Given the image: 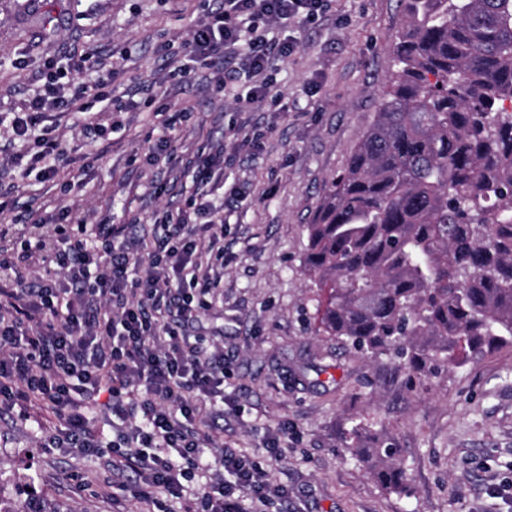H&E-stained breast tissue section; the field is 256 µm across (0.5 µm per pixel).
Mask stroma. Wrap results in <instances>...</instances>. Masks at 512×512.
Returning <instances> with one entry per match:
<instances>
[{
	"mask_svg": "<svg viewBox=\"0 0 512 512\" xmlns=\"http://www.w3.org/2000/svg\"><path fill=\"white\" fill-rule=\"evenodd\" d=\"M215 3L0 0V113L34 94L46 61L86 52L102 59L98 78L127 106L98 141L58 115L76 161L43 184L17 182L7 162L22 146L0 126V189L15 205L0 218L6 243L22 250L42 234L33 219L67 209L152 232L154 212L193 193L197 155L217 140L234 145L217 177L247 199L224 208V275L190 327L223 344L229 371L224 413L204 420V437L287 488L264 512H512V346L415 388L387 359L317 335L315 294L301 273L304 226L379 109L402 24L398 0H331L318 20L297 24L299 49L276 62L271 98L255 102L217 94L210 70L183 83L163 67ZM161 106L179 112L174 129L156 118ZM253 127L266 134L257 148L243 142ZM162 139L178 159L173 178L165 162L146 161ZM355 418L401 448L408 495L384 490L351 458ZM52 419L0 410L1 499L15 512H27L33 495L65 512H148L143 500H113L106 459L49 445ZM283 429V455L269 462L266 437Z\"/></svg>",
	"mask_w": 512,
	"mask_h": 512,
	"instance_id": "35a3bbf8",
	"label": "stroma"
}]
</instances>
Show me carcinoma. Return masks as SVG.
<instances>
[{
    "mask_svg": "<svg viewBox=\"0 0 512 512\" xmlns=\"http://www.w3.org/2000/svg\"><path fill=\"white\" fill-rule=\"evenodd\" d=\"M379 112L305 226L318 332L426 381L512 346V0H399ZM352 455L405 494L400 448Z\"/></svg>",
    "mask_w": 512,
    "mask_h": 512,
    "instance_id": "obj_1",
    "label": "carcinoma"
}]
</instances>
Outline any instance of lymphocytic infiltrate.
Returning <instances> with one entry per match:
<instances>
[{"label":"lymphocytic infiltrate","instance_id":"f902f5d3","mask_svg":"<svg viewBox=\"0 0 512 512\" xmlns=\"http://www.w3.org/2000/svg\"><path fill=\"white\" fill-rule=\"evenodd\" d=\"M328 0H221L198 17L189 54L215 69L218 91L264 99L275 58L298 47L293 36L269 37L270 28L318 16ZM111 111L100 86L66 81L52 71L43 88L10 116L15 140L33 152L11 160L17 177L55 179L68 149L51 113L77 117L85 137L101 138L107 123L92 110ZM224 149L198 157L196 192L183 208L155 215L152 242L128 225L88 224L64 212L37 219L50 240L17 256L0 245V409L50 408L59 418L52 442L96 456L110 447L91 427L87 403L103 400L126 450L121 489L161 506L184 499L186 512H250L269 497L287 498L266 472L231 449L205 450L202 412L224 411V350L192 341L188 325L207 308L224 269V205L243 195L218 193ZM80 225L72 233L71 225Z\"/></svg>","mask_w":512,"mask_h":512}]
</instances>
